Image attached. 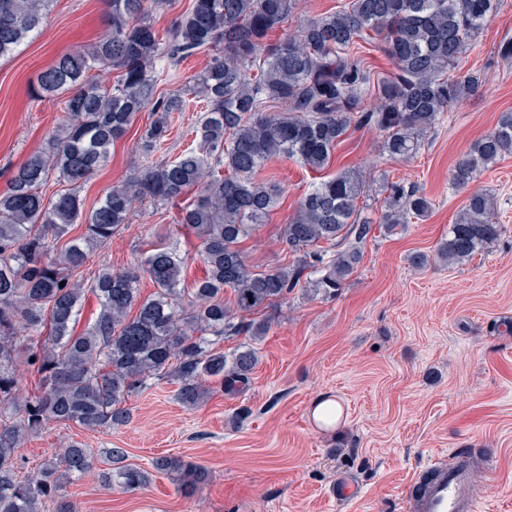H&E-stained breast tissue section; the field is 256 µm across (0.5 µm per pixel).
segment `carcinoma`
<instances>
[{
  "label": "carcinoma",
  "instance_id": "cac0c4a2",
  "mask_svg": "<svg viewBox=\"0 0 512 512\" xmlns=\"http://www.w3.org/2000/svg\"><path fill=\"white\" fill-rule=\"evenodd\" d=\"M108 30L93 45L59 56L44 70L39 95L64 96V115L47 148L11 174L0 193V512H77L66 484L94 467V456L68 442L36 473L19 475L18 451L49 422L87 428L122 426L129 396L173 374L179 401L192 408L214 383L241 392L258 363L244 343L226 353L231 336L256 341L269 330L250 316L288 301L295 289L334 297L360 263L372 222L360 216L369 185L357 170L321 180L299 200L281 230L283 262L259 271L241 248L278 203L280 188L259 177L274 157L320 172L350 128L384 136L392 157L416 155L444 112L482 85L478 72L446 78L474 37L491 21L497 0H348L292 30L302 0H192L166 35L150 13L168 0H105ZM50 0H0V59L13 55L39 28ZM283 36L272 42L277 31ZM376 36L394 70L374 79L351 54ZM210 52L195 85L167 94L159 87L177 68ZM117 71L107 84L91 71ZM204 104L196 126L199 147L174 160L166 150L171 116L187 94ZM376 98L364 107L367 95ZM150 109L136 152V175L112 186L85 210L80 188L107 162L133 117ZM512 154V111L475 141L455 163L451 182L471 184L477 173ZM68 189L47 199L50 178ZM379 224L392 233L432 211L418 188L386 186ZM191 193L178 223L198 241L204 276L185 286L186 258L172 246L153 245L140 261L116 272L84 276L92 250L120 233L137 202L164 207ZM494 198L473 191L437 256L448 264L472 259L500 236L491 220ZM82 236L66 243L70 227ZM149 278L155 291L141 295ZM98 313L76 331L87 295ZM40 375L39 391H22L17 360ZM104 481L126 491L149 484L151 473L126 463L122 448L106 452ZM153 469L182 477L194 489L207 470L180 456Z\"/></svg>",
  "mask_w": 512,
  "mask_h": 512
}]
</instances>
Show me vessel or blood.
Returning <instances> with one entry per match:
<instances>
[{
    "label": "vessel or blood",
    "mask_w": 512,
    "mask_h": 512,
    "mask_svg": "<svg viewBox=\"0 0 512 512\" xmlns=\"http://www.w3.org/2000/svg\"><path fill=\"white\" fill-rule=\"evenodd\" d=\"M470 468L449 467L447 460H432L416 475L403 497L404 512H478L470 499Z\"/></svg>",
    "instance_id": "obj_1"
}]
</instances>
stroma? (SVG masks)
Listing matches in <instances>:
<instances>
[{"label": "stroma", "mask_w": 512, "mask_h": 512, "mask_svg": "<svg viewBox=\"0 0 512 512\" xmlns=\"http://www.w3.org/2000/svg\"><path fill=\"white\" fill-rule=\"evenodd\" d=\"M106 29L104 0H52L38 33L0 60V192L63 116L61 99L36 97L40 73ZM505 40L512 41V0H500L455 71L481 72L483 86L445 112L414 157H390L382 134L363 127L349 129L325 173L282 158L267 162L263 175L281 185L280 201L243 243L262 270L281 263V227L322 175L362 172L375 198L364 215L374 220L388 181L422 189L433 208L397 233L373 229L336 297L290 294L255 343L259 359L244 391L218 390L190 409L178 400L177 383L163 379L130 398L125 426L52 423L30 436L19 451L21 474L73 440L95 456L93 472L67 488L78 512H403L401 495L416 471L468 449L481 512H512V155L472 188L451 183L459 155L512 110V64L498 54ZM151 120V112L136 114L107 164L81 188L87 205L133 176L139 136ZM474 188L495 197L505 232L472 260L445 264L434 254ZM176 215L137 205L124 230L93 251L91 267L126 268L158 241L186 253L188 278L200 276L197 241ZM417 253L430 255L426 268L411 266ZM321 394L343 409L329 429L311 417ZM109 448L124 449L127 463L145 469L156 458L180 456L205 466L209 478L190 494L167 472L154 473L139 491L108 489L98 473ZM344 475L363 492L342 505L332 489Z\"/></svg>", "instance_id": "1"}]
</instances>
